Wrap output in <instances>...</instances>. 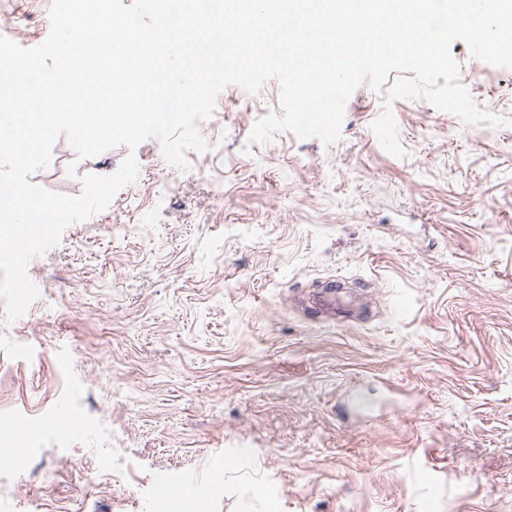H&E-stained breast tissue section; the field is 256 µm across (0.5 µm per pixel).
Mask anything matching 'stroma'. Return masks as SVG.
Wrapping results in <instances>:
<instances>
[{
  "label": "stroma",
  "mask_w": 512,
  "mask_h": 512,
  "mask_svg": "<svg viewBox=\"0 0 512 512\" xmlns=\"http://www.w3.org/2000/svg\"><path fill=\"white\" fill-rule=\"evenodd\" d=\"M50 6L0 0V34L42 43ZM451 51L507 123L397 100L403 158L366 83L329 146L249 144L274 80L219 93L186 170L155 139L80 161L57 137L47 190L139 169L29 262L22 316L0 301V418L86 425L0 460L7 512H151L190 478L209 512H512V68Z\"/></svg>",
  "instance_id": "obj_1"
}]
</instances>
